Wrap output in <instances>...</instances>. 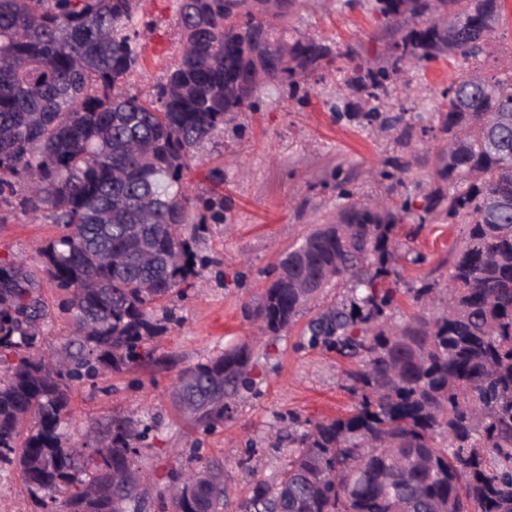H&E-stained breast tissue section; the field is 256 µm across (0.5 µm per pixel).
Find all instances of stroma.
Masks as SVG:
<instances>
[{
    "label": "stroma",
    "instance_id": "35a3bbf8",
    "mask_svg": "<svg viewBox=\"0 0 512 512\" xmlns=\"http://www.w3.org/2000/svg\"><path fill=\"white\" fill-rule=\"evenodd\" d=\"M504 5L492 51L469 65L499 79L512 77V0ZM373 6V0L356 9L348 8L345 0H323L317 7L301 6L287 24L336 50L359 46L363 63L372 65L387 41V27ZM139 12L154 27L142 32V66L129 85L131 92L147 98L165 80L180 51L176 0H139ZM457 72L456 59L441 57L403 73L398 89L382 106L387 117L405 107L419 113L411 138L403 143L399 129L383 133L356 117L335 118L326 101L343 76L331 71L325 82L313 85L303 105L287 99L280 87H264L261 111L239 113L235 127L216 131L198 148L186 179L194 194L212 191L222 197L226 216L223 223L208 222L197 245L198 253L211 260L201 286L187 298H171L175 319L151 342L159 364L103 376L93 386H76L66 426L71 441L93 448L112 418L131 415L148 425L136 457L147 477L141 512H160L158 495L167 489L169 471L196 453L223 461L230 501L238 503L253 477H271L287 465L295 438L309 422L349 413L355 402L346 389L352 361L312 346L303 333L308 321L347 296V289H325L305 306L294 326L277 336L260 335L244 307L289 246L334 220L343 204L333 177L336 170L354 174L355 200L386 195L395 203L408 198L421 206L435 175L434 157L448 142L439 119L446 109L441 91ZM391 157L411 164L404 184L369 178V170L382 168ZM215 169L221 173L217 181L210 177ZM402 229L399 292L388 314L395 323L418 311L436 318L437 308L416 304L412 291L427 280L448 287L450 249L461 227L432 214L423 221L411 217ZM57 234L55 225L35 221L21 207L0 201L1 259L20 257L37 265L41 248ZM243 342L254 352L251 386L230 402L223 425L214 432L194 429L172 404L180 370Z\"/></svg>",
    "mask_w": 512,
    "mask_h": 512
}]
</instances>
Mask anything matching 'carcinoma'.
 <instances>
[{
    "instance_id": "carcinoma-1",
    "label": "carcinoma",
    "mask_w": 512,
    "mask_h": 512,
    "mask_svg": "<svg viewBox=\"0 0 512 512\" xmlns=\"http://www.w3.org/2000/svg\"><path fill=\"white\" fill-rule=\"evenodd\" d=\"M176 2L178 59L143 99L126 88L142 60L138 0H0V197L21 187L23 209L61 229L40 266L0 260V469L18 465L47 512H126L140 501L141 420L113 419L106 444L91 449L71 444L61 424L74 383L154 361L149 342L174 319L157 317L156 304L186 297L202 279L198 204L222 219L224 199L190 195L195 150L237 113L260 109L255 74L304 104L309 78L323 82L325 70L358 55L288 34L303 0ZM376 2L390 26L420 22L336 88L331 111L342 115L345 91L360 93L369 124L380 116L372 102L409 67L485 54L504 10L503 0ZM442 96L450 139L423 211L463 225L462 240L451 288L426 283L414 294L442 311L433 322L421 313L388 322L411 204L353 202L342 178L347 203L336 222L288 251L247 317L277 335L325 288L351 285L349 301L327 307L307 332L343 357L367 358L347 372L361 401L303 433L280 474L251 482L239 512H512V215L494 207L512 200V140L493 146L486 132L490 117L512 116V79L464 72ZM46 282L64 293L58 310L74 327L51 352L42 349ZM251 363L243 343L189 366L197 384L177 383L175 403L193 408L195 428L214 431ZM220 469L197 454L173 471L161 512H224L225 488H206Z\"/></svg>"
}]
</instances>
